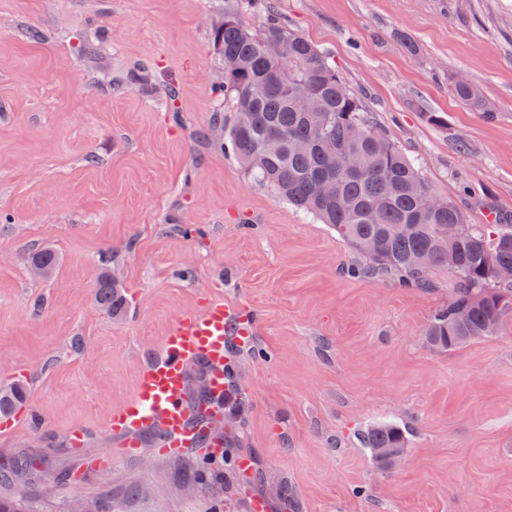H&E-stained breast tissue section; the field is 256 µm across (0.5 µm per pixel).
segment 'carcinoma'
I'll list each match as a JSON object with an SVG mask.
<instances>
[{
  "label": "carcinoma",
  "instance_id": "carcinoma-1",
  "mask_svg": "<svg viewBox=\"0 0 512 512\" xmlns=\"http://www.w3.org/2000/svg\"><path fill=\"white\" fill-rule=\"evenodd\" d=\"M214 44L231 63L224 78L234 121L225 133L228 150L254 177L294 207L329 225L336 237L365 259L372 273L399 277L424 288L427 275L456 257L453 297L424 333L426 345L453 351L488 336L512 311V282L496 273L512 268V224H473L451 197L429 185L414 161L364 115L360 99L305 37L270 13L259 27L234 10L213 25ZM282 37L286 61L269 58L267 43ZM454 95L489 113L471 82L453 83ZM32 265L54 270L49 249L28 254ZM95 301L111 316L125 308L122 289L109 276L98 280ZM22 384L0 386V416L25 401ZM384 469L385 448H403L406 436L393 425L362 434Z\"/></svg>",
  "mask_w": 512,
  "mask_h": 512
}]
</instances>
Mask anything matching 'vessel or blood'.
I'll list each match as a JSON object with an SVG mask.
<instances>
[{"label":"vessel or blood","mask_w":512,"mask_h":512,"mask_svg":"<svg viewBox=\"0 0 512 512\" xmlns=\"http://www.w3.org/2000/svg\"><path fill=\"white\" fill-rule=\"evenodd\" d=\"M252 334L239 309L220 298L173 324L162 339L159 357L140 371L132 398L112 412L111 430L125 436L122 454L137 455L138 434L151 428L160 429L168 453L194 446L203 435L211 447H223L218 424L227 392L226 348L229 340L245 343ZM194 364L206 369L210 416L205 421L196 419L185 401L187 370Z\"/></svg>","instance_id":"1"}]
</instances>
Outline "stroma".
<instances>
[{
	"mask_svg": "<svg viewBox=\"0 0 512 512\" xmlns=\"http://www.w3.org/2000/svg\"><path fill=\"white\" fill-rule=\"evenodd\" d=\"M232 0H0V383L28 392L0 429V497L23 512H512V314L442 353L452 294L353 278L327 225L224 148L234 113L212 27ZM359 94L374 125L473 223L512 221V0H272ZM477 84L493 116L452 94ZM52 248L55 274L24 261ZM129 306L101 311L102 272ZM221 297L231 343L225 452L98 458L169 326ZM407 436L380 469L360 435ZM84 433L73 446L72 430ZM250 462L246 474L237 458Z\"/></svg>",
	"mask_w": 512,
	"mask_h": 512,
	"instance_id": "1",
	"label": "stroma"
}]
</instances>
